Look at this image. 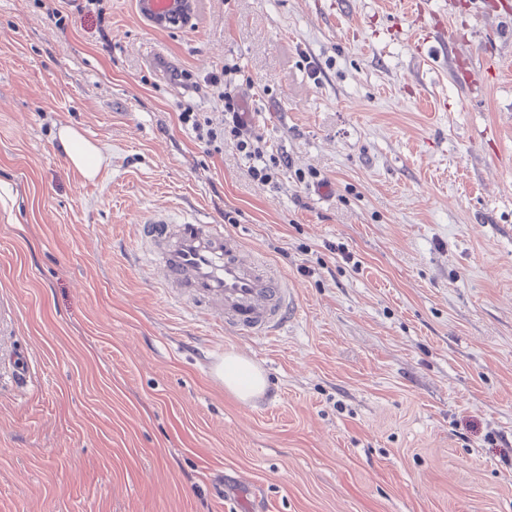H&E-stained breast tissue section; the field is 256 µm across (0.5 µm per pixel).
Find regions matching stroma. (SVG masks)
I'll return each instance as SVG.
<instances>
[{"label":"stroma","mask_w":512,"mask_h":512,"mask_svg":"<svg viewBox=\"0 0 512 512\" xmlns=\"http://www.w3.org/2000/svg\"><path fill=\"white\" fill-rule=\"evenodd\" d=\"M416 1L197 0L167 29L134 0H0V512H512V0ZM444 24L433 56L408 39ZM228 59L276 185L178 119L223 109ZM171 208L286 275L281 335L163 291L137 226ZM229 351L266 375L250 403ZM59 139L62 149L72 165L84 177L94 178L104 161L101 149L87 140L77 129L70 126L60 128ZM216 372L224 380V387L243 403L259 396L266 386L262 371L251 361L232 352L224 355Z\"/></svg>","instance_id":"35a3bbf8"}]
</instances>
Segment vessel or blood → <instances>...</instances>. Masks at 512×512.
I'll return each mask as SVG.
<instances>
[{"label": "vessel or blood", "mask_w": 512, "mask_h": 512, "mask_svg": "<svg viewBox=\"0 0 512 512\" xmlns=\"http://www.w3.org/2000/svg\"><path fill=\"white\" fill-rule=\"evenodd\" d=\"M140 239L160 253L166 292L195 304L213 327L255 339L290 322L295 289L223 225L195 217L177 222L161 211L143 221Z\"/></svg>", "instance_id": "1"}]
</instances>
